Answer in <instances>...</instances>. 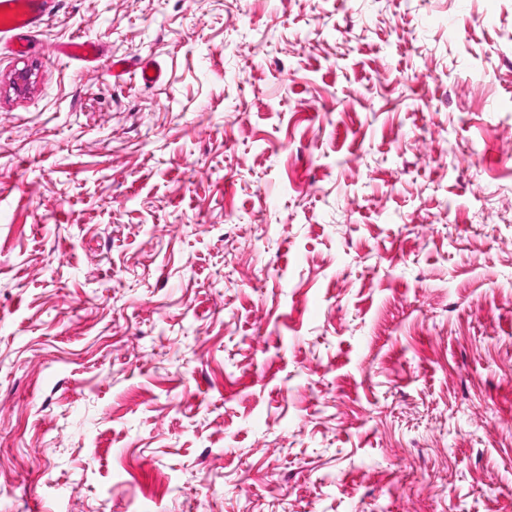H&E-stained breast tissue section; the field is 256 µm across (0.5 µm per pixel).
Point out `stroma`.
Listing matches in <instances>:
<instances>
[{"instance_id": "35a3bbf8", "label": "stroma", "mask_w": 512, "mask_h": 512, "mask_svg": "<svg viewBox=\"0 0 512 512\" xmlns=\"http://www.w3.org/2000/svg\"><path fill=\"white\" fill-rule=\"evenodd\" d=\"M18 38L0 512H512V0H58ZM58 53L67 59H77L88 64L98 62L99 47L89 41H70L58 48ZM128 67L138 70L142 82L146 85H153L162 80V70L149 59L137 62H130L124 59L112 60L109 65V74L119 78L128 72Z\"/></svg>"}]
</instances>
